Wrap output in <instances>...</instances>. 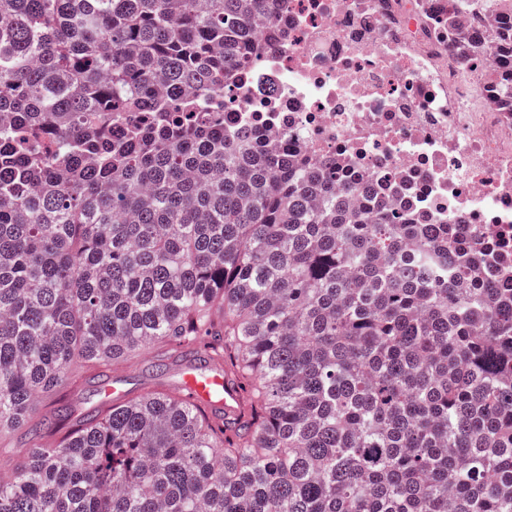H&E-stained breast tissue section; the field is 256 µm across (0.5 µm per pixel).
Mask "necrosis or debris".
<instances>
[{"label":"necrosis or debris","mask_w":512,"mask_h":512,"mask_svg":"<svg viewBox=\"0 0 512 512\" xmlns=\"http://www.w3.org/2000/svg\"><path fill=\"white\" fill-rule=\"evenodd\" d=\"M288 0L256 65L220 94L226 134L250 129L285 151L334 161L347 182L409 203L417 222L458 224L512 261V113L490 99L503 57L461 67L449 37L494 42L512 0Z\"/></svg>","instance_id":"4bbe7bcc"}]
</instances>
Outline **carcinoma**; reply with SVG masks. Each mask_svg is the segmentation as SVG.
Segmentation results:
<instances>
[{
  "label": "carcinoma",
  "mask_w": 512,
  "mask_h": 512,
  "mask_svg": "<svg viewBox=\"0 0 512 512\" xmlns=\"http://www.w3.org/2000/svg\"><path fill=\"white\" fill-rule=\"evenodd\" d=\"M270 9L0 0V435L70 419L76 358L163 344L243 389L231 423L149 390L34 436L0 512H512V270L198 116Z\"/></svg>",
  "instance_id": "cac0c4a2"
}]
</instances>
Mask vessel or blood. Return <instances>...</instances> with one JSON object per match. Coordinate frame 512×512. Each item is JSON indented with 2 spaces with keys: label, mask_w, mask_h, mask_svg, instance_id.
<instances>
[{
  "label": "vessel or blood",
  "mask_w": 512,
  "mask_h": 512,
  "mask_svg": "<svg viewBox=\"0 0 512 512\" xmlns=\"http://www.w3.org/2000/svg\"><path fill=\"white\" fill-rule=\"evenodd\" d=\"M180 386L186 399L207 411H223L225 418L237 414L241 391L234 381L225 376L221 367L191 362L181 370Z\"/></svg>",
  "instance_id": "obj_1"
}]
</instances>
